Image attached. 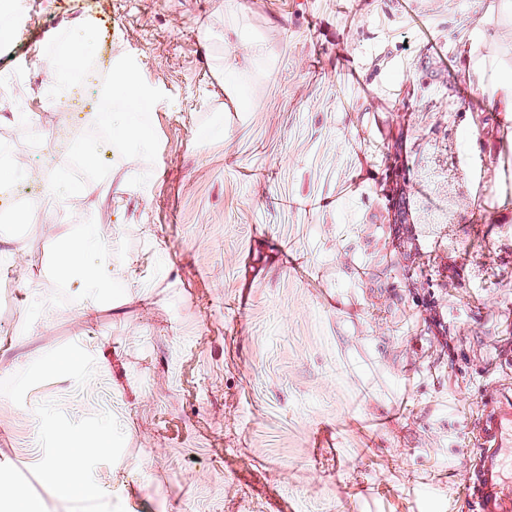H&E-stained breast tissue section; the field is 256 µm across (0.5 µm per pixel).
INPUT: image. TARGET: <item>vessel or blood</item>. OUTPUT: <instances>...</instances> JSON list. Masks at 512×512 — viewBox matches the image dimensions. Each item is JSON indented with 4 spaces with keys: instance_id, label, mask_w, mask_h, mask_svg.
Returning a JSON list of instances; mask_svg holds the SVG:
<instances>
[{
    "instance_id": "b4317fda",
    "label": "vessel or blood",
    "mask_w": 512,
    "mask_h": 512,
    "mask_svg": "<svg viewBox=\"0 0 512 512\" xmlns=\"http://www.w3.org/2000/svg\"><path fill=\"white\" fill-rule=\"evenodd\" d=\"M475 427L482 443L465 475L471 512H512V392L490 391Z\"/></svg>"
}]
</instances>
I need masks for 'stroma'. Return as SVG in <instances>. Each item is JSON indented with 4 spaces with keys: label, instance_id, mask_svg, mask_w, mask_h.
<instances>
[{
    "label": "stroma",
    "instance_id": "35a3bbf8",
    "mask_svg": "<svg viewBox=\"0 0 512 512\" xmlns=\"http://www.w3.org/2000/svg\"><path fill=\"white\" fill-rule=\"evenodd\" d=\"M0 0V84L22 76L27 122L89 130L96 90L58 119L53 34L96 29L102 71L132 55L165 93L155 163L113 153L78 201L126 292L26 324L70 207L0 235V512L4 476L41 512H470L461 468L482 392L512 384V125L468 74L469 36L512 57L502 0ZM250 106L224 96V61ZM32 177L0 102V145ZM459 159L453 195L431 171ZM22 245L20 264L8 255ZM80 348L79 379L43 369ZM72 432L112 427L91 454V501L41 478Z\"/></svg>",
    "mask_w": 512,
    "mask_h": 512
}]
</instances>
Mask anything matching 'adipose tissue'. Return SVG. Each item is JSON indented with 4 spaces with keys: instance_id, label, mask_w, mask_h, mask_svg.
<instances>
[{
    "instance_id": "adipose-tissue-1",
    "label": "adipose tissue",
    "mask_w": 512,
    "mask_h": 512,
    "mask_svg": "<svg viewBox=\"0 0 512 512\" xmlns=\"http://www.w3.org/2000/svg\"><path fill=\"white\" fill-rule=\"evenodd\" d=\"M90 49L88 36L73 31L65 32L58 41L57 54L45 70L47 85L71 86L80 81ZM467 66L478 80L494 82L499 110L512 117V80L504 77L505 72L512 70V63L501 59L493 65H486L484 57L473 49L468 54ZM41 431L45 436L59 441L57 448L41 463L45 482L67 498H96L98 490L87 477L88 454L84 445L89 442L96 446L99 453H111L112 439L104 425L98 421L89 422L84 426L79 442L74 443L63 440V423L47 413L43 416Z\"/></svg>"
}]
</instances>
